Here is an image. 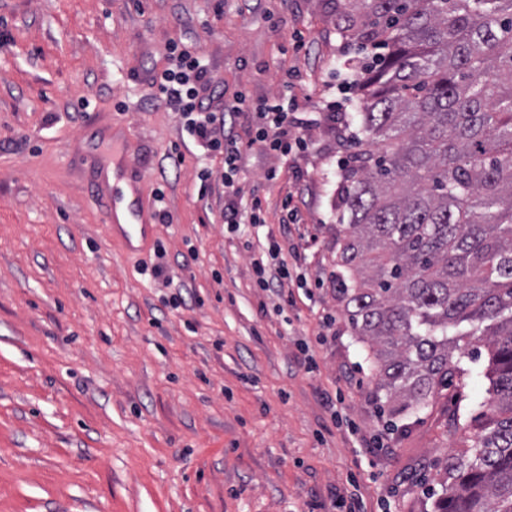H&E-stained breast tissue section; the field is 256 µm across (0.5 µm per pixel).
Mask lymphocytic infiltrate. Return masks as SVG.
<instances>
[{
  "instance_id": "f902f5d3",
  "label": "lymphocytic infiltrate",
  "mask_w": 512,
  "mask_h": 512,
  "mask_svg": "<svg viewBox=\"0 0 512 512\" xmlns=\"http://www.w3.org/2000/svg\"><path fill=\"white\" fill-rule=\"evenodd\" d=\"M166 67L153 73L147 81L146 96L155 105L165 106L182 120L186 132L207 154L221 157L224 163V221L228 224H261L265 221L260 200L243 206L237 200V177L241 171L244 143L227 127L229 117L242 110L253 112L260 124L253 136L271 155L285 156L292 149L306 145L304 122L298 118L300 83L298 74L285 73L282 91L277 98L253 100L240 92L228 104L216 90L215 81L205 61L199 42L169 43ZM257 288L280 293L285 282L292 280L295 263L290 262L276 240H269L264 257L252 262Z\"/></svg>"
}]
</instances>
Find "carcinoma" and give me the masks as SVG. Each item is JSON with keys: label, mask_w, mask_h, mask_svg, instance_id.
<instances>
[{"label": "carcinoma", "mask_w": 512, "mask_h": 512, "mask_svg": "<svg viewBox=\"0 0 512 512\" xmlns=\"http://www.w3.org/2000/svg\"><path fill=\"white\" fill-rule=\"evenodd\" d=\"M371 50L342 167L336 299L395 414L487 351L433 512H512V0H336Z\"/></svg>", "instance_id": "carcinoma-1"}]
</instances>
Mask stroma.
Returning <instances> with one entry per match:
<instances>
[{
    "instance_id": "1",
    "label": "stroma",
    "mask_w": 512,
    "mask_h": 512,
    "mask_svg": "<svg viewBox=\"0 0 512 512\" xmlns=\"http://www.w3.org/2000/svg\"><path fill=\"white\" fill-rule=\"evenodd\" d=\"M0 30V512H340L354 500L355 512H430L426 491L466 437L454 415L484 395L487 361H467L421 411L394 416L376 399V367L336 299L337 192L365 54L337 35L334 0H0ZM189 37L226 102L301 77L308 148L244 155L240 199L260 198L266 221L235 233L220 160L144 97L168 43ZM174 144L185 162L170 172ZM116 147L145 174L152 221L135 251L87 188L88 157ZM287 200L298 221L283 230ZM273 235L307 279L285 307L252 278ZM158 244L170 287L138 272Z\"/></svg>"
}]
</instances>
